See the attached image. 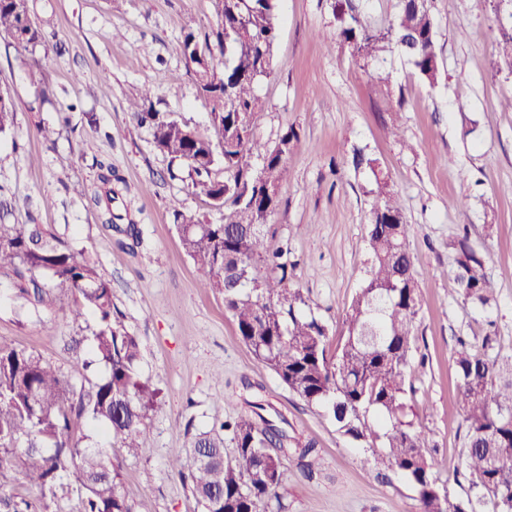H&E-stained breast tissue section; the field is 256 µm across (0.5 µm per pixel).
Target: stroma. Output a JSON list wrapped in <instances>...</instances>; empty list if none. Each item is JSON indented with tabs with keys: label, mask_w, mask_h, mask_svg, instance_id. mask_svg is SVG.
I'll return each mask as SVG.
<instances>
[{
	"label": "stroma",
	"mask_w": 512,
	"mask_h": 512,
	"mask_svg": "<svg viewBox=\"0 0 512 512\" xmlns=\"http://www.w3.org/2000/svg\"><path fill=\"white\" fill-rule=\"evenodd\" d=\"M332 4L278 0L272 72L255 85L252 135L266 147L291 127L298 137L289 146L280 209L267 228L288 244L293 287L331 336H340L365 277L376 188L352 156L360 149L377 158L410 226L408 249L418 272L408 402L449 499L478 495L483 512H493L492 495L473 488L460 468L465 423L453 353L458 337L483 336L489 317L502 353H512V110L505 106L512 63L498 49L512 6L429 0L441 68L432 86L393 48L363 61L341 41L324 43L335 28ZM28 7L46 36L31 60L20 63L0 38V91L16 107L11 133L0 138V217L52 228L74 252L93 258L112 285L115 317L140 341L139 371L161 396L144 421L146 451L121 458L122 491L135 512H201L169 459L254 400L317 449L313 475L286 461L283 512H420L406 478L378 476L327 413L294 396L254 358L224 309L223 293L199 287L182 248L175 212L207 224L223 223L224 214L193 193L187 168L171 169L128 102L152 88L155 110L210 132L209 108L171 47L185 26L201 35L215 27L212 0H28ZM377 70L388 80H373ZM394 124L402 138L391 134ZM45 126L55 129L53 141L42 138ZM103 164L129 187L112 209L134 222L137 240H121L73 190L92 184ZM46 197L52 206H43ZM464 227L496 284L489 316L448 291V244ZM78 298L68 291L54 307L37 309L0 277V337L88 387L106 369L73 371L90 355L95 325L91 315L73 320L69 308ZM0 497L27 500L35 512H77L80 493L61 476L54 494L41 495L20 469L8 468L0 471Z\"/></svg>",
	"instance_id": "stroma-1"
}]
</instances>
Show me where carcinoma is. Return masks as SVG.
<instances>
[{
    "label": "carcinoma",
    "instance_id": "obj_1",
    "mask_svg": "<svg viewBox=\"0 0 512 512\" xmlns=\"http://www.w3.org/2000/svg\"><path fill=\"white\" fill-rule=\"evenodd\" d=\"M216 27L199 39L184 33L174 46L191 66L212 125L222 137L221 153L211 138L171 115L153 110L151 90L130 111L152 129L155 147L170 163L188 169L194 193L224 211V223L204 224L174 212L182 247L194 262L199 286L224 293V308L253 356L269 367L301 401L322 408L339 431L363 445L365 462L409 480L422 512H481V498L451 501L434 475L424 451L425 437L410 419L406 373L416 349L418 281L407 248L409 225L400 203L387 190L377 160L358 152L354 166L368 168L377 191L371 201L364 283L345 312V331L330 351L326 323L305 310L299 289L290 285L295 263L288 245L271 242L266 223L281 206L279 188L288 176L287 130L278 144L262 148L247 132L257 98L258 78L272 70L278 35L277 0H212ZM333 38L350 45L354 56L368 59L388 43L433 85L440 65L428 0H400L395 24L384 31L365 18L360 0H334ZM9 38L17 58L25 60L45 36L32 21L27 0H0V36ZM224 58V71L213 61ZM15 105L0 94V135L14 126ZM262 157L260 168L252 159ZM224 179L213 177L217 164ZM98 188L81 191L104 205L105 223L119 228L112 213L123 179L112 166H100ZM450 291L484 311L496 306L495 287L484 257L469 241L456 237ZM10 278L19 297L50 307L56 293L76 291L80 301L69 309L76 320L95 316L92 359L106 376L89 389L75 390L50 364L0 337V470L19 466L41 492L53 489L64 471L82 492L78 512H133L121 490V463L81 445L76 421L88 418L125 452L146 450L143 422L160 391L138 370L140 343L112 317V287L96 262L71 252L54 230L37 224L0 220V275ZM45 274L49 282L38 279ZM454 355L457 396L466 425L463 465L472 485L490 492L495 512H512V354L498 348L496 324L487 321L480 345L458 339ZM250 412L195 435L187 456L170 460L174 473L189 482L202 512H274L282 509L287 488L284 460L302 462L313 445L291 436L263 414L259 402ZM26 448L17 453V442Z\"/></svg>",
    "mask_w": 512,
    "mask_h": 512
}]
</instances>
